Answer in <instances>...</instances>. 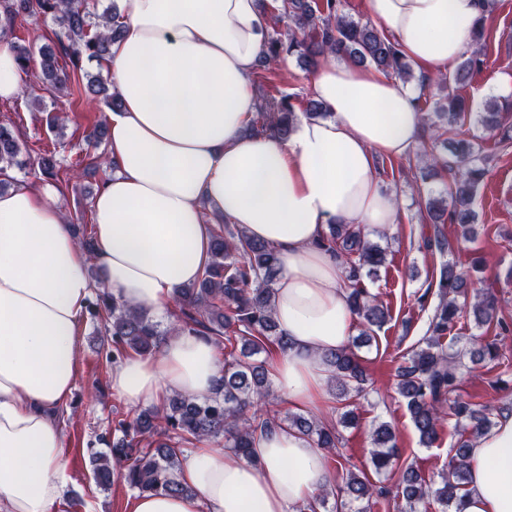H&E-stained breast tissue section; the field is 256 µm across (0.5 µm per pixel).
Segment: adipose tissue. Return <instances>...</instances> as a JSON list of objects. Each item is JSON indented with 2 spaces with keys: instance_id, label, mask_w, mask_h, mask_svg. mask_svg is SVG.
I'll use <instances>...</instances> for the list:
<instances>
[{
  "instance_id": "adipose-tissue-1",
  "label": "adipose tissue",
  "mask_w": 512,
  "mask_h": 512,
  "mask_svg": "<svg viewBox=\"0 0 512 512\" xmlns=\"http://www.w3.org/2000/svg\"><path fill=\"white\" fill-rule=\"evenodd\" d=\"M120 2L106 62L123 102L107 143L117 171L91 208L93 252L50 185L0 193V512H51L70 480L59 415L93 288L164 315L211 260L207 213L275 248L274 317L290 346L274 384L294 406L316 405L331 374L322 357L347 346L355 323L341 263L318 242L332 224L382 233L397 223L374 158L407 156L421 133L415 88L336 57L311 78L328 117L296 123L285 141L247 133L270 35L259 0ZM481 3L368 0V13L406 59L444 71ZM221 377L213 343L172 332L158 354L115 365L111 388L130 406H158L175 393L210 396ZM254 455L200 443L178 473L189 494H142L132 512H293L335 479L323 449L292 430L259 435ZM463 512H512V415L473 446Z\"/></svg>"
}]
</instances>
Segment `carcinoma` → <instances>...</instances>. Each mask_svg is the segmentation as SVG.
<instances>
[{
    "instance_id": "carcinoma-1",
    "label": "carcinoma",
    "mask_w": 512,
    "mask_h": 512,
    "mask_svg": "<svg viewBox=\"0 0 512 512\" xmlns=\"http://www.w3.org/2000/svg\"><path fill=\"white\" fill-rule=\"evenodd\" d=\"M90 2L0 0V12L7 19L0 35L11 36L9 48L21 69L27 71L32 62H37L42 83L57 91L71 85L80 97L85 90L94 96L102 95L108 108L116 112L122 107L121 99L109 93L107 78L102 74L83 71L82 60L99 63L107 60L111 44L121 34V26L115 22L117 8L114 5L106 8L101 15L103 22L96 24L92 22ZM273 2L269 16L272 33L258 60L267 73H275L283 56L296 53L312 67L320 66L332 56H347L391 78L405 83L411 79V64L397 43L346 15L344 0ZM36 15H50L60 25L57 48L35 52L33 47L20 43L22 37L17 31ZM483 36L484 26L480 23L471 33L475 48L470 55L463 56L451 73L437 78L439 98L434 101L435 111L446 116L450 126L466 112L459 89L472 71L483 64L481 49L477 48ZM65 57L71 63L69 69L61 63ZM291 100L292 96L285 93L277 97L261 96L250 130L288 139L295 118ZM501 112V106L491 105L482 122L486 128L499 131L500 141H511L512 127L501 123ZM447 143L448 161L433 153L425 154L434 167L439 164L456 167L446 190L451 206L435 198L424 203L425 220L434 229V237L427 238L426 245L436 247L441 253L452 250V243L442 231L443 225H458L464 238L470 234L475 221L473 203L477 186L486 173L473 142L449 139ZM15 168H33L47 180H60L61 165L55 152L45 150L33 157L22 154L14 126L0 123V189L7 186L3 175ZM320 246L336 253L344 265L347 299L361 319L355 345L370 342L391 316L388 307L362 288L360 281L363 273L372 274L385 262L384 250L348 224L329 225ZM211 252L212 261L200 279L179 290L169 312L175 323L164 329L148 313L121 303L105 291L97 293L96 301L89 304V313L105 322V334L111 337L112 350L106 355L109 363L117 364L133 355H154L164 337L175 330L207 337L223 356L222 385L212 396L195 399L175 394L160 408L134 412L117 421L116 430L121 432V437L112 441L107 453H92L93 479L102 488L111 486L118 478L143 494L184 493L186 488L177 480L180 446L195 448L203 441L213 442L237 457L251 459L257 436L274 427L293 429L329 453L339 442L336 426L330 421L301 415L281 417L267 409L273 396L269 355L288 349V340L273 317L274 285L279 274L275 250L249 238L237 225L221 223L212 226ZM472 285L470 271L461 270L451 262L443 265L439 279L428 285L437 289L439 302L427 336L397 368L398 393L407 401L421 444L431 446L438 440L439 427L449 415L470 427L469 436L460 438L455 454L448 461L441 487L432 488L422 473L407 469L397 491L407 512H415L416 506L431 494L442 507L462 512L461 487L466 482L473 439L491 427L488 415L476 409V404L459 400L447 403V396L458 387L463 355L449 351L445 340L467 312L468 308L459 304V298L467 297ZM470 309L481 325L496 318V300L491 295L477 298ZM499 355L494 342L471 345L473 363L494 360ZM323 360L332 368L338 397L345 398L351 392L357 398L366 396L367 374L354 349L345 347L330 352ZM369 438L373 447L372 464L379 473L397 457L395 433L390 425L380 423L371 428ZM344 492L355 500L368 501L385 495L367 475L353 472L346 478Z\"/></svg>"
}]
</instances>
